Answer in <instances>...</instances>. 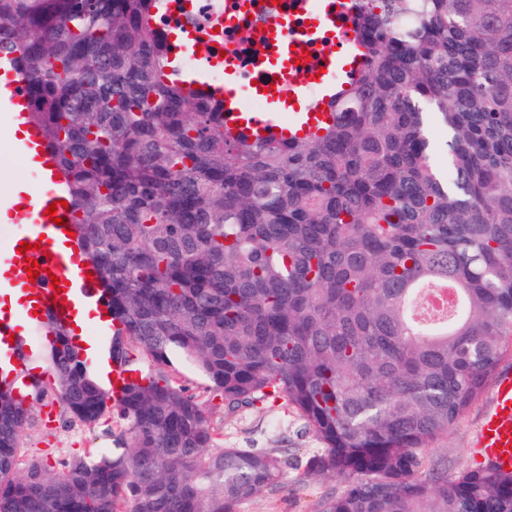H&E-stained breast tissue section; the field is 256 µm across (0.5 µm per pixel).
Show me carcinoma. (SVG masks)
<instances>
[{
  "instance_id": "1",
  "label": "carcinoma",
  "mask_w": 512,
  "mask_h": 512,
  "mask_svg": "<svg viewBox=\"0 0 512 512\" xmlns=\"http://www.w3.org/2000/svg\"><path fill=\"white\" fill-rule=\"evenodd\" d=\"M161 0H0L31 121L57 155L112 358L151 368L109 403L68 327L55 396L113 447L22 464L0 389V512H236L282 487L271 448L214 449L191 364L229 408L282 399L345 482L321 512H512V472L453 479L423 450L497 378L512 336V0H350L360 67L311 138L247 141L167 75ZM448 130L433 165L427 113ZM460 299L427 319L436 290Z\"/></svg>"
}]
</instances>
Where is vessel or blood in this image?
Instances as JSON below:
<instances>
[{
  "mask_svg": "<svg viewBox=\"0 0 512 512\" xmlns=\"http://www.w3.org/2000/svg\"><path fill=\"white\" fill-rule=\"evenodd\" d=\"M311 0H298L294 10H275L269 21L259 29L258 35L273 49V54L261 62L266 78L239 89L232 70L236 60L226 53L222 43H214L210 55L201 57L197 66L186 65L188 55L195 52L197 34L186 29L181 34L173 56L178 76L198 84L200 90L214 95L224 103V122L236 134L252 138L297 135L308 136L316 132L319 123L328 121L329 114L315 103L335 84L336 69V12L327 8L311 16L309 34L322 35L327 50L319 62L301 59L295 46L298 33L292 29L295 15L306 13ZM264 102V114L246 110L244 97ZM0 113L10 121L27 129L28 137L16 144L17 154L26 160L36 175L40 189L27 207L14 213L16 232L6 244L0 245V267L5 270L8 288L21 294L24 304L19 314H0V386L15 387L26 384L30 376L26 371L28 345L20 334L19 317L31 318L33 323L45 325L52 321L71 324L82 305L102 306L98 281L88 280L85 258L71 249L72 241L64 228L72 221L71 210L61 207L65 194L57 179V158L47 149L38 129L30 128L28 98L24 74L19 71L12 56L0 53ZM55 208V217H47V208ZM28 243V254H20L21 243ZM37 260L41 272L29 277L26 259ZM65 284V291L52 288V280ZM475 448L481 457L498 465L512 466V371L500 372L495 384L492 407L483 417Z\"/></svg>",
  "mask_w": 512,
  "mask_h": 512,
  "instance_id": "b4317fda",
  "label": "vessel or blood"
}]
</instances>
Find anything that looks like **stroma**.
<instances>
[{
    "label": "stroma",
    "instance_id": "35a3bbf8",
    "mask_svg": "<svg viewBox=\"0 0 512 512\" xmlns=\"http://www.w3.org/2000/svg\"><path fill=\"white\" fill-rule=\"evenodd\" d=\"M46 345L45 336H37L28 361L29 369L42 380L45 395L30 403L31 416L21 433V448L24 456H43L48 469L56 473L73 454L93 447H110L112 436L120 427L116 416L110 413L95 425H83L55 404L53 376L44 356ZM175 376L191 392L199 394L208 423L218 432V447L277 448L285 453L282 488L240 503L237 512H319L323 500L343 489V481L337 478L305 477L306 462L319 450L320 443L284 400L231 411L225 409L221 397L205 390L203 380L187 363H176ZM490 406V393H483L453 429L429 443L424 450L425 460L447 461L452 477L480 463L474 440Z\"/></svg>",
    "mask_w": 512,
    "mask_h": 512
}]
</instances>
